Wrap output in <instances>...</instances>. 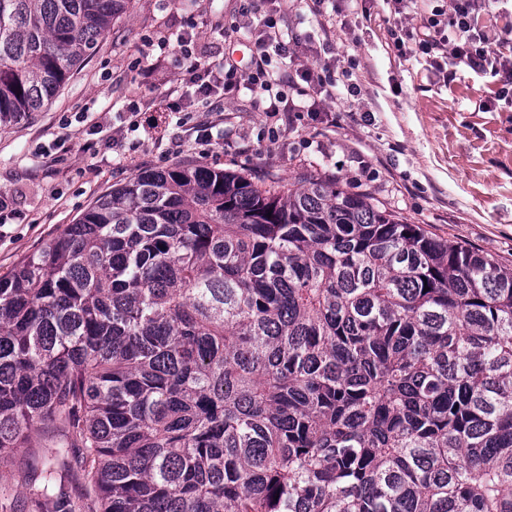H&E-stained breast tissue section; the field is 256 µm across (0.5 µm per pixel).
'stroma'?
Wrapping results in <instances>:
<instances>
[{
	"instance_id": "stroma-1",
	"label": "stroma",
	"mask_w": 512,
	"mask_h": 512,
	"mask_svg": "<svg viewBox=\"0 0 512 512\" xmlns=\"http://www.w3.org/2000/svg\"><path fill=\"white\" fill-rule=\"evenodd\" d=\"M448 5L410 0L398 14L392 0H278L300 63L334 69L322 113H297L285 127L263 112L260 93L244 90L225 100L222 133L203 147L161 97L176 76L164 42L191 31L196 50L248 72L257 49L239 0H130L52 101L0 130V197L17 210L0 226V275L137 172L176 164L242 168L258 183L333 176L405 222L511 266L512 93L489 71L435 69L412 40L398 55L389 36L426 34ZM351 83L359 96L348 95ZM132 99L141 104L133 119L123 110ZM117 127L120 154L110 141ZM34 462L28 448L0 461V512H34Z\"/></svg>"
}]
</instances>
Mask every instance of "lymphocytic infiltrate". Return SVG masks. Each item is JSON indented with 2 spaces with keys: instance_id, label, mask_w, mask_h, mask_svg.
Listing matches in <instances>:
<instances>
[{
  "instance_id": "f902f5d3",
  "label": "lymphocytic infiltrate",
  "mask_w": 512,
  "mask_h": 512,
  "mask_svg": "<svg viewBox=\"0 0 512 512\" xmlns=\"http://www.w3.org/2000/svg\"><path fill=\"white\" fill-rule=\"evenodd\" d=\"M448 17L432 19V32L420 43L423 53L446 51L451 64L470 69L491 68L507 84H512V60L494 51V43L512 40V28L480 30L474 25L476 12L492 11L497 0H450ZM259 49L248 76H241L235 65L213 63L209 57L189 50L187 37L181 36L173 48L178 77L164 91L169 108L174 112L187 109V85H194L198 102L213 108L217 94L228 95L241 90L265 93L264 110L269 115L287 118L293 109L294 96L322 93L331 80L329 69L304 68L271 70L273 55L289 53L285 30L278 19L266 16L254 28Z\"/></svg>"
}]
</instances>
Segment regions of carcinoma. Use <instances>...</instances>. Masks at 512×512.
<instances>
[{
    "label": "carcinoma",
    "mask_w": 512,
    "mask_h": 512,
    "mask_svg": "<svg viewBox=\"0 0 512 512\" xmlns=\"http://www.w3.org/2000/svg\"><path fill=\"white\" fill-rule=\"evenodd\" d=\"M127 2L0 0V128ZM38 430L40 512H512V268L327 178L137 173L0 276V458Z\"/></svg>",
    "instance_id": "obj_1"
}]
</instances>
